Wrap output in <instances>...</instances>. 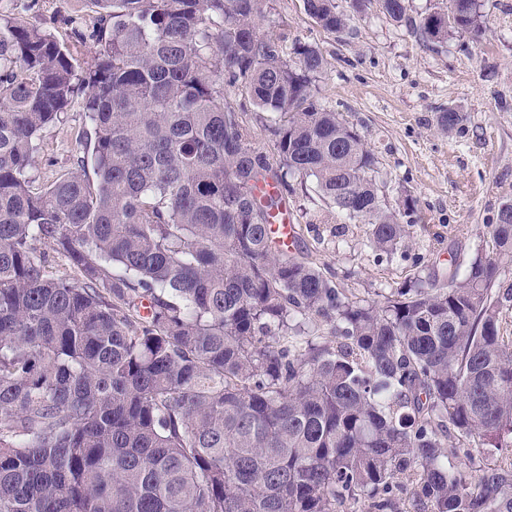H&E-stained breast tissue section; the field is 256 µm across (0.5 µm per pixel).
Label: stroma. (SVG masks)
Segmentation results:
<instances>
[{
  "label": "stroma",
  "mask_w": 512,
  "mask_h": 512,
  "mask_svg": "<svg viewBox=\"0 0 512 512\" xmlns=\"http://www.w3.org/2000/svg\"><path fill=\"white\" fill-rule=\"evenodd\" d=\"M448 0H409V22L389 20L379 4L351 17L343 33L324 31L303 0H273L262 32L285 45L320 49L327 66L319 100L340 112L377 158L376 182L389 208L413 199L418 222L405 247L379 257L367 224L337 223L316 193L301 197L295 255L309 259L354 300L377 301L413 271L428 275L449 264L466 268L499 206L512 199V0H481L480 38L423 42L415 23ZM16 18L72 44L74 26L91 20L85 0H13ZM455 106L467 115L462 133L441 135L436 116ZM88 124L71 107L40 133L34 175L44 185L67 171Z\"/></svg>",
  "instance_id": "1"
}]
</instances>
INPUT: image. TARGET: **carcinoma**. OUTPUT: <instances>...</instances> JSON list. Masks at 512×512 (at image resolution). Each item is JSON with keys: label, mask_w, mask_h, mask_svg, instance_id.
<instances>
[{"label": "carcinoma", "mask_w": 512, "mask_h": 512, "mask_svg": "<svg viewBox=\"0 0 512 512\" xmlns=\"http://www.w3.org/2000/svg\"><path fill=\"white\" fill-rule=\"evenodd\" d=\"M0 0V512H512V202L465 272L350 299L271 229L295 181L388 257L414 203L320 103V50L260 33L267 0H88L72 48ZM394 22L408 0H380ZM371 0H304L325 31ZM441 39L473 38L449 0ZM234 88L272 145H257ZM93 137L34 187L47 125ZM465 113L436 117L447 136ZM68 271L51 270L50 254ZM332 341L313 339L319 324ZM464 449L467 469L445 445Z\"/></svg>", "instance_id": "obj_1"}]
</instances>
